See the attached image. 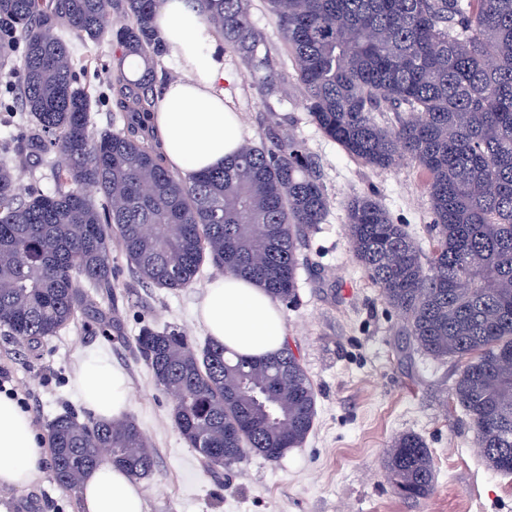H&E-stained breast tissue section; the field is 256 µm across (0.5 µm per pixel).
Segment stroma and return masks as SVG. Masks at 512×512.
I'll return each instance as SVG.
<instances>
[{
    "label": "stroma",
    "instance_id": "stroma-1",
    "mask_svg": "<svg viewBox=\"0 0 512 512\" xmlns=\"http://www.w3.org/2000/svg\"><path fill=\"white\" fill-rule=\"evenodd\" d=\"M261 37L259 57L276 76L259 89L252 66L232 49L224 66L239 85L231 106L240 112L249 142L269 133L293 139L311 155L329 200L323 224L305 235L297 299L283 309L287 342L313 382L316 416L302 447L278 462L251 455L231 468H209L172 423L173 400L156 387L134 338L147 322L183 329L196 345L208 335L195 304L216 277L211 265L190 287L155 288L141 283L125 256L113 251L112 292L96 303L112 321L103 333L91 319L30 347L0 335V368L10 374L21 407L37 430L70 411L92 417L76 389L75 372L87 353L104 352L131 382L126 416L132 417L156 452L152 476L142 480L146 512H512V476L488 469L475 450L476 433L456 407L451 388L457 359L417 352L401 332L400 314L353 260L346 234V203L369 196L394 223L405 225L431 251L430 200L423 177L409 162L387 169L351 158L325 137L305 108L304 92L267 0H249ZM90 92L105 88L116 48L111 42L72 40ZM412 432L423 438L435 463V490L420 503L403 502L384 468L391 439ZM50 452L39 476L24 489L0 490V512H81L80 495L62 491L53 478Z\"/></svg>",
    "mask_w": 512,
    "mask_h": 512
}]
</instances>
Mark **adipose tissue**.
Returning a JSON list of instances; mask_svg holds the SVG:
<instances>
[{
	"instance_id": "obj_1",
	"label": "adipose tissue",
	"mask_w": 512,
	"mask_h": 512,
	"mask_svg": "<svg viewBox=\"0 0 512 512\" xmlns=\"http://www.w3.org/2000/svg\"><path fill=\"white\" fill-rule=\"evenodd\" d=\"M154 26L165 57L188 74L187 79L166 84L146 118L163 163L185 174L221 166L225 156L242 144L245 126L227 101L235 77L224 67L217 37L189 0H164ZM196 314L208 335L237 355L263 357L285 345L279 304L254 282L235 275L211 281ZM75 384L84 403L97 415L112 418L125 412L128 377L106 356H85ZM39 441L31 416L14 398L0 394V486L21 489L32 484L37 477ZM81 497L85 512H145L140 485L108 461L85 478Z\"/></svg>"
}]
</instances>
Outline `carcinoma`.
Wrapping results in <instances>:
<instances>
[{
  "mask_svg": "<svg viewBox=\"0 0 512 512\" xmlns=\"http://www.w3.org/2000/svg\"><path fill=\"white\" fill-rule=\"evenodd\" d=\"M163 0H0L4 104L25 139L0 160V331L38 344L81 316L112 323L92 289L111 290L112 246L157 288L189 287L204 262L249 279L276 301L296 296L299 247L328 209L314 162L294 141L242 144L224 164L174 176L150 143L149 80L163 53L153 19ZM224 44L260 71L248 0H190ZM327 138L374 168L409 161L425 176L433 249L368 197L350 200L354 261L404 318L426 354L465 361L452 387L489 468L512 474V0H268ZM129 23H110L112 11ZM112 38V96L123 127L94 134L97 101L79 83L71 39ZM393 111L392 127L375 113ZM57 155L54 187L21 195L14 167ZM101 195L95 204L89 191ZM135 348L156 386L178 397L172 419L207 466L254 453L277 462L315 418L312 382L290 348L236 356L176 328L143 325ZM53 475L77 494L96 449L132 480L155 454L135 419L57 415L46 423ZM386 473L408 502L434 492L432 453L396 436Z\"/></svg>",
  "mask_w": 512,
  "mask_h": 512,
  "instance_id": "carcinoma-1",
  "label": "carcinoma"
}]
</instances>
